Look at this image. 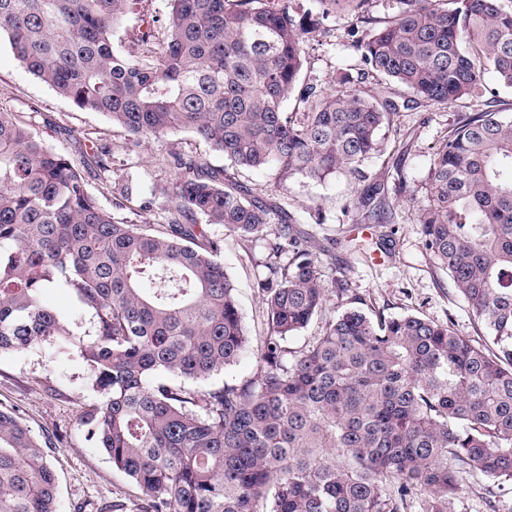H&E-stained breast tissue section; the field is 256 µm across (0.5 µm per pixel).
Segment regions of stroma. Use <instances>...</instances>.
I'll use <instances>...</instances> for the list:
<instances>
[{
	"mask_svg": "<svg viewBox=\"0 0 512 512\" xmlns=\"http://www.w3.org/2000/svg\"><path fill=\"white\" fill-rule=\"evenodd\" d=\"M398 0H371L369 22L394 15ZM167 0H141L138 14L128 15L112 34L114 50L136 52L141 17L154 21L157 40H164ZM369 22L341 12L306 35V57L300 85L326 95L352 77L357 89L398 102L407 91L375 74L354 67L352 44ZM486 90L450 106L418 104L400 110L381 132V152L367 158L363 179L335 174L317 182L302 176L281 181L270 169L243 168L188 131L132 141L123 128L102 113L76 107L51 87L27 73L16 60L8 40H0V111L13 112L27 122L42 142L67 155L100 205L122 222L163 224L170 199L168 186L176 178L177 157H191L248 188L251 196L273 201L284 211L300 214V226L317 256L326 279L348 284L343 299H330L288 346L309 345L337 313L339 303L357 306L371 315L387 317L415 313L451 324L459 335L483 342V323L426 252L418 223L427 201V172L448 131L465 115L496 110L512 113V89L487 79ZM384 184L393 220L386 227L370 223L354 203L367 184ZM224 240L221 259L238 286V298L250 347L235 363L204 381V388L239 385L254 378L257 348L264 334L265 309L258 283L267 276L264 262L274 236L247 241L224 230L208 228ZM391 241L383 245L380 234ZM104 398L87 363L78 354L58 356L49 348L0 354V406L16 409L40 435L52 437L47 453L59 475V512H143L141 490L116 470L108 455L86 435L80 415ZM452 512H512V483L492 496L482 477L463 476Z\"/></svg>",
	"mask_w": 512,
	"mask_h": 512,
	"instance_id": "stroma-1",
	"label": "stroma"
}]
</instances>
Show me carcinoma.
<instances>
[{
  "instance_id": "obj_1",
  "label": "carcinoma",
  "mask_w": 512,
  "mask_h": 512,
  "mask_svg": "<svg viewBox=\"0 0 512 512\" xmlns=\"http://www.w3.org/2000/svg\"><path fill=\"white\" fill-rule=\"evenodd\" d=\"M141 0H0V37L33 77L134 140L187 130L238 166L280 180L362 177L389 99L342 86L299 92L304 36L369 0H168L165 43L138 31L136 54L112 32ZM354 45L356 65L403 86L410 102L448 106L493 75L512 88V6L505 0H399ZM174 204L155 232L116 221L62 153L0 112V353L47 344L80 354L106 391L84 412L97 447L141 490L144 512H452L460 469L512 481V116L476 112L444 137L420 209L424 247L448 271L491 344L418 315L372 319L346 306L315 341L288 350L342 297L327 286L298 220L244 186L176 158ZM385 187L357 207L389 223ZM221 224L276 242L259 282L266 331L255 378L185 387L249 348L237 288L220 260ZM288 262L280 263L282 255ZM70 288L91 314L78 339L43 301ZM43 443L0 407V512H58Z\"/></svg>"
}]
</instances>
